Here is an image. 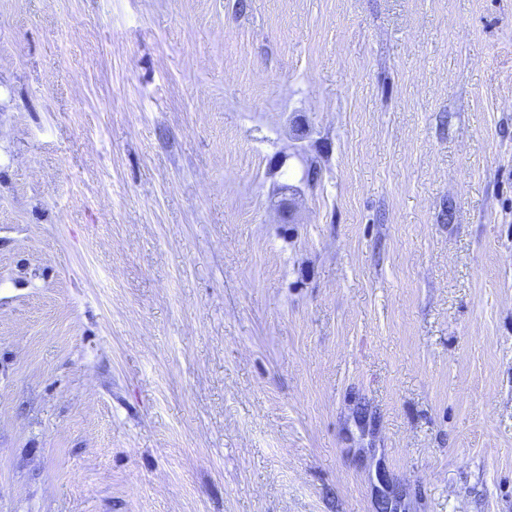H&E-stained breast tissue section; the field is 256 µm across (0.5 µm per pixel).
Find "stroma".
Instances as JSON below:
<instances>
[{
  "instance_id": "1",
  "label": "stroma",
  "mask_w": 512,
  "mask_h": 512,
  "mask_svg": "<svg viewBox=\"0 0 512 512\" xmlns=\"http://www.w3.org/2000/svg\"><path fill=\"white\" fill-rule=\"evenodd\" d=\"M384 495L512 512V0H0V512Z\"/></svg>"
}]
</instances>
